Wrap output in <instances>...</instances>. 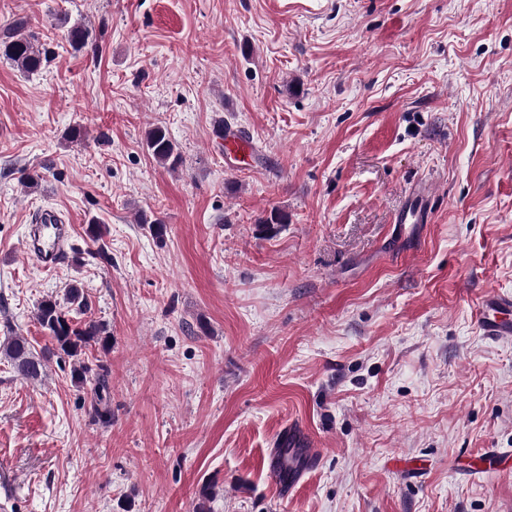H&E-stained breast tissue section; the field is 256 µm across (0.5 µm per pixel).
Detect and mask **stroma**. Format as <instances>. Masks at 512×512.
Returning a JSON list of instances; mask_svg holds the SVG:
<instances>
[{
    "label": "stroma",
    "instance_id": "35a3bbf8",
    "mask_svg": "<svg viewBox=\"0 0 512 512\" xmlns=\"http://www.w3.org/2000/svg\"><path fill=\"white\" fill-rule=\"evenodd\" d=\"M20 19L44 61L0 58V345L47 360L0 357V512H512V459L457 471L512 448V338L475 319L512 292V0H0V34ZM220 119L254 167L225 166ZM44 208L72 226L54 272L23 247ZM49 297L105 324L103 393L37 322ZM291 427L320 454L284 494ZM146 147L162 165H168L172 169L180 165L181 158L175 153V145L162 128L156 127L148 132ZM0 353L11 363L17 372L28 379H38L45 368L42 359L37 358L31 350L30 344L22 336H14L3 344Z\"/></svg>",
    "mask_w": 512,
    "mask_h": 512
}]
</instances>
